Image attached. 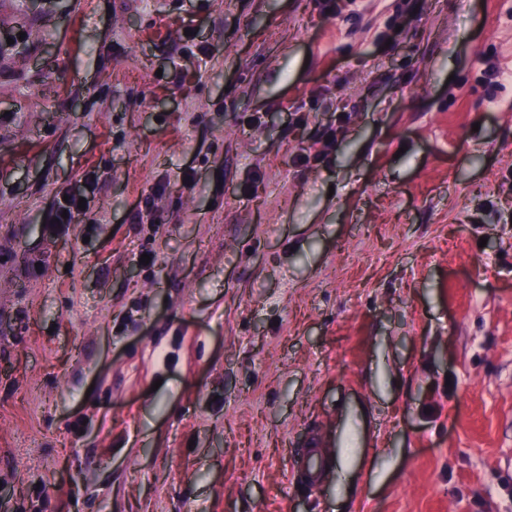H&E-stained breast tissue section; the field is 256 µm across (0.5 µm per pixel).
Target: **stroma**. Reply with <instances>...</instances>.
<instances>
[{
    "label": "stroma",
    "instance_id": "obj_1",
    "mask_svg": "<svg viewBox=\"0 0 512 512\" xmlns=\"http://www.w3.org/2000/svg\"><path fill=\"white\" fill-rule=\"evenodd\" d=\"M0 488L512 512V0H0ZM320 447L319 437L312 434L308 437L306 447L301 448L298 473L308 488L319 484L333 465V461L323 455Z\"/></svg>",
    "mask_w": 512,
    "mask_h": 512
}]
</instances>
